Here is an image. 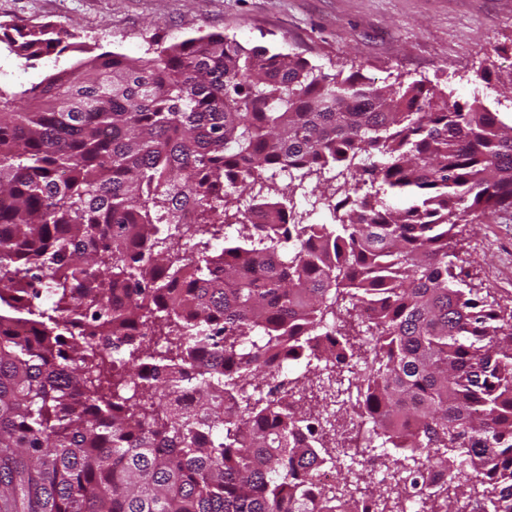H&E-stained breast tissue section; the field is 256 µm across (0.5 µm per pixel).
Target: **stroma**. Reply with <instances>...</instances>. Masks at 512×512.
Instances as JSON below:
<instances>
[{"label":"stroma","instance_id":"35a3bbf8","mask_svg":"<svg viewBox=\"0 0 512 512\" xmlns=\"http://www.w3.org/2000/svg\"><path fill=\"white\" fill-rule=\"evenodd\" d=\"M0 22L49 23L74 47L35 66L0 53V86L28 88L104 52L141 56L221 33L300 53L334 72L421 81L460 101L512 115V0H0ZM456 263L498 300L512 299V212L462 228Z\"/></svg>","mask_w":512,"mask_h":512}]
</instances>
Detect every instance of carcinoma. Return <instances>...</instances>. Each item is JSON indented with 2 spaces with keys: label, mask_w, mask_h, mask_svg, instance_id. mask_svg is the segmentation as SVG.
Returning <instances> with one entry per match:
<instances>
[{
  "label": "carcinoma",
  "mask_w": 512,
  "mask_h": 512,
  "mask_svg": "<svg viewBox=\"0 0 512 512\" xmlns=\"http://www.w3.org/2000/svg\"><path fill=\"white\" fill-rule=\"evenodd\" d=\"M69 38L0 24L28 64ZM283 171L335 182L336 223H302ZM511 210L512 123L421 81L213 34L0 88V512H336L316 467L355 455L263 395L282 367L348 373L382 512H512V306L451 261Z\"/></svg>",
  "instance_id": "1"
}]
</instances>
